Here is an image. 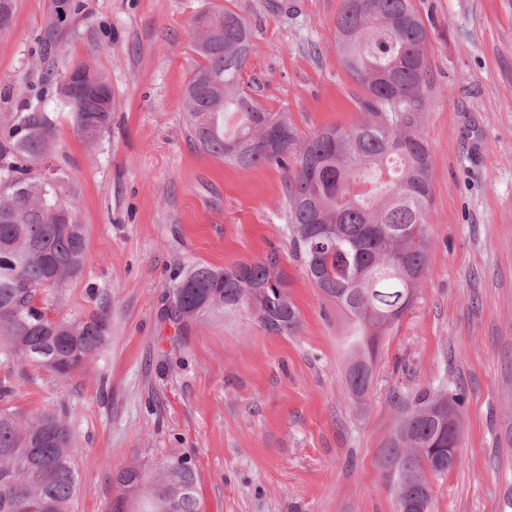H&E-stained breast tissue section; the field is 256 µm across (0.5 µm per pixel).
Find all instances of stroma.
Here are the masks:
<instances>
[{"instance_id": "35a3bbf8", "label": "stroma", "mask_w": 512, "mask_h": 512, "mask_svg": "<svg viewBox=\"0 0 512 512\" xmlns=\"http://www.w3.org/2000/svg\"><path fill=\"white\" fill-rule=\"evenodd\" d=\"M342 0H15L0 32V141L46 114L78 191L81 274L43 292L51 316H107L104 347L72 374L0 357L8 408L65 414L76 438L75 512H110L118 470L191 458L199 512H394L378 454L415 395L460 394L459 464L433 481V512H505L512 492V0H413L430 37L421 132L432 159L429 270L385 337L371 385L346 382V316L289 246L288 176L198 149L186 85L193 22L229 8L252 29L242 71L267 111L301 136L362 118L344 69ZM103 69L116 106L92 142L49 80ZM278 251L301 318L290 334L244 319L164 318L184 268L224 269Z\"/></svg>"}]
</instances>
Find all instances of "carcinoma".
<instances>
[{"label": "carcinoma", "mask_w": 512, "mask_h": 512, "mask_svg": "<svg viewBox=\"0 0 512 512\" xmlns=\"http://www.w3.org/2000/svg\"><path fill=\"white\" fill-rule=\"evenodd\" d=\"M195 27L219 31L203 48L185 93L187 121L205 153L241 168L276 165L289 172L293 256L352 325L348 385L366 394L390 335L416 303L428 272L431 155L420 134L431 68L429 34L412 0H342L337 31L343 64L362 88L363 118L303 139L283 113L267 111L241 86L251 31L231 10L206 11ZM76 131L96 138L108 112H83L64 95ZM51 120L23 116L0 145L13 161L0 167V355L68 375L102 347L107 323L52 319L38 306L47 288L78 276L87 238L77 191L59 163L46 179L29 161L51 159ZM280 256L230 269L194 265L168 293L165 318L183 330L207 316L245 318L272 334L297 328L300 313L278 272ZM459 397L426 390L379 451L395 512H432V479L460 462ZM76 441L55 411L0 410V512H74L79 479ZM112 512H197L190 459L134 463L115 477Z\"/></svg>", "instance_id": "carcinoma-1"}]
</instances>
